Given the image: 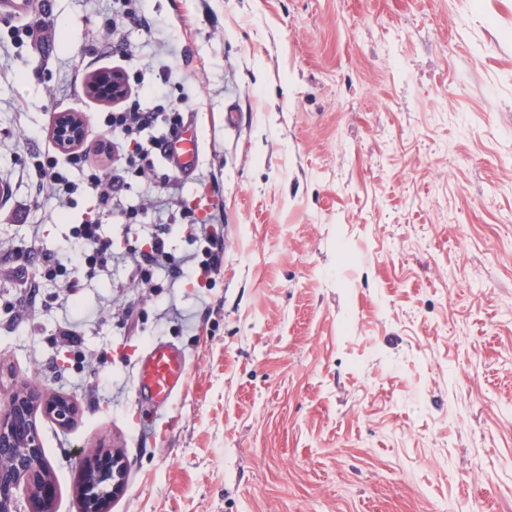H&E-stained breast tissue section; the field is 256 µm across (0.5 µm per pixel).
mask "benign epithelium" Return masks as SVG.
Listing matches in <instances>:
<instances>
[{
	"mask_svg": "<svg viewBox=\"0 0 512 512\" xmlns=\"http://www.w3.org/2000/svg\"><path fill=\"white\" fill-rule=\"evenodd\" d=\"M90 90L118 100L126 85L114 72L94 77ZM83 130L84 120L77 112H62L55 120L57 142L64 150L78 146ZM77 416L78 408L71 399L46 395L34 387L15 388L7 396H0V512H23L21 490L29 512H53V486L43 454L39 418L68 428ZM88 456L91 460L85 461L81 469V512H106L109 500L126 489V461L117 450H91Z\"/></svg>",
	"mask_w": 512,
	"mask_h": 512,
	"instance_id": "1",
	"label": "benign epithelium"
}]
</instances>
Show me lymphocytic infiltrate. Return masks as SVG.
Listing matches in <instances>:
<instances>
[{
  "label": "lymphocytic infiltrate",
  "instance_id": "obj_1",
  "mask_svg": "<svg viewBox=\"0 0 512 512\" xmlns=\"http://www.w3.org/2000/svg\"><path fill=\"white\" fill-rule=\"evenodd\" d=\"M112 18L109 49L118 57L133 55L122 24L148 33L157 26L146 14L143 0H112ZM123 77L133 91L125 95L119 108L104 114L103 133L94 152L82 148L64 152L54 146L35 150L39 138L35 131L24 133L22 144L29 149L36 194L47 195L57 209L70 208L75 196L86 192L95 198L99 211L117 215L124 223L138 224L145 215H153L154 229L146 245L116 251L111 239L102 235L100 224H76L63 248L42 258L32 247L40 227L28 225L30 247L15 249L9 256V268L20 288L55 286L68 298L85 282L120 269L131 271L136 286L150 288L160 272L175 282L207 284L223 268L224 245L218 229L223 214L200 218L183 198L180 174L158 165L159 157L171 154L185 125L184 112L174 104L171 72L167 66L145 62ZM93 153L105 157L106 165L90 161ZM176 225L195 244L192 256L178 257L170 251L168 239Z\"/></svg>",
  "mask_w": 512,
  "mask_h": 512
}]
</instances>
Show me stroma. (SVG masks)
<instances>
[{"instance_id":"obj_1","label":"stroma","mask_w":512,"mask_h":512,"mask_svg":"<svg viewBox=\"0 0 512 512\" xmlns=\"http://www.w3.org/2000/svg\"><path fill=\"white\" fill-rule=\"evenodd\" d=\"M145 6L161 29L126 36L189 96L183 196L204 218L222 187L224 271L96 278L65 315L29 289L23 321L0 294V390L79 408L41 422L54 512H80L100 445L128 462L109 512H512V0ZM44 14L20 46L0 10V258L25 221L49 253L93 216L35 194L17 139L47 147L65 110L93 124L113 105L74 78L122 63L83 61L112 0H28ZM158 340L189 362L163 412L136 377ZM52 25L53 22L51 21L49 16H44L43 18H40L35 22L22 23L16 26V28L12 29V39L18 45H22L25 39L30 40L32 42L34 40L39 39L40 34L49 27H51Z\"/></svg>"}]
</instances>
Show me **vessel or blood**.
Returning a JSON list of instances; mask_svg holds the SVG:
<instances>
[{"mask_svg": "<svg viewBox=\"0 0 512 512\" xmlns=\"http://www.w3.org/2000/svg\"><path fill=\"white\" fill-rule=\"evenodd\" d=\"M187 374L185 355L168 343L157 342L139 364V390L154 405L166 408L184 388Z\"/></svg>", "mask_w": 512, "mask_h": 512, "instance_id": "b4317fda", "label": "vessel or blood"}]
</instances>
